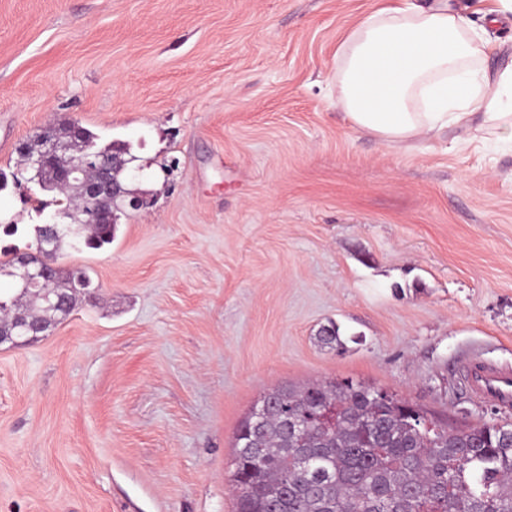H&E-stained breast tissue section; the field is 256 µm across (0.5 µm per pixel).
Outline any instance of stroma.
<instances>
[{
	"mask_svg": "<svg viewBox=\"0 0 512 512\" xmlns=\"http://www.w3.org/2000/svg\"><path fill=\"white\" fill-rule=\"evenodd\" d=\"M381 5L0 0V168L76 120L129 144L154 197L111 244L63 248L91 297L0 346V512H237L234 437L277 387L360 381L451 430L512 422L460 379L512 366V149L349 127L336 48ZM42 217L0 192L24 229L0 248Z\"/></svg>",
	"mask_w": 512,
	"mask_h": 512,
	"instance_id": "obj_1",
	"label": "stroma"
}]
</instances>
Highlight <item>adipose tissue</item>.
I'll list each match as a JSON object with an SVG mask.
<instances>
[{
	"label": "adipose tissue",
	"mask_w": 512,
	"mask_h": 512,
	"mask_svg": "<svg viewBox=\"0 0 512 512\" xmlns=\"http://www.w3.org/2000/svg\"><path fill=\"white\" fill-rule=\"evenodd\" d=\"M481 30L445 0H385L336 51V104L348 125L394 146L448 128L512 145V62L492 68Z\"/></svg>",
	"instance_id": "adipose-tissue-1"
}]
</instances>
